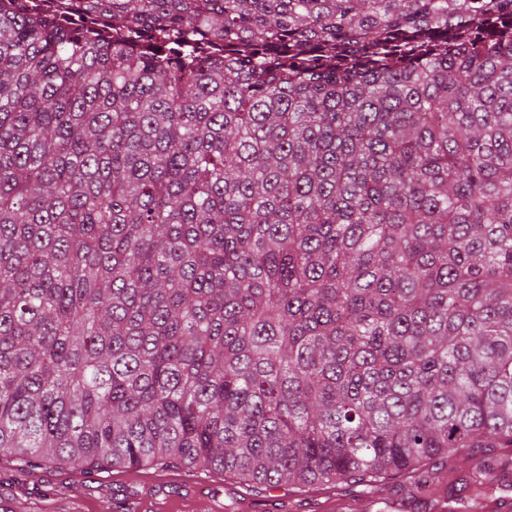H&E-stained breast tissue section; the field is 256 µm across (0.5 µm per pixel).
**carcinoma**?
Returning <instances> with one entry per match:
<instances>
[{"instance_id":"1","label":"carcinoma","mask_w":512,"mask_h":512,"mask_svg":"<svg viewBox=\"0 0 512 512\" xmlns=\"http://www.w3.org/2000/svg\"><path fill=\"white\" fill-rule=\"evenodd\" d=\"M512 448V0L0 6V459L422 490Z\"/></svg>"}]
</instances>
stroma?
I'll use <instances>...</instances> for the list:
<instances>
[{
    "label": "stroma",
    "instance_id": "35a3bbf8",
    "mask_svg": "<svg viewBox=\"0 0 512 512\" xmlns=\"http://www.w3.org/2000/svg\"><path fill=\"white\" fill-rule=\"evenodd\" d=\"M468 462H450L434 484L416 492L399 480L386 481L380 499L364 496L360 487H310L303 490L279 488L268 497L282 502L284 512H344V503L361 500V512H389L392 500L403 501L406 512H488L492 498H512V462L491 472L492 493L465 485ZM190 474L185 467L159 466L135 472L107 469L86 475L68 467L33 470L18 462H0V505L15 504V512H124L125 500L137 499L145 489L161 485L167 494L151 512H207L250 497L236 478L209 474L213 504L190 497L184 487Z\"/></svg>",
    "mask_w": 512,
    "mask_h": 512
}]
</instances>
